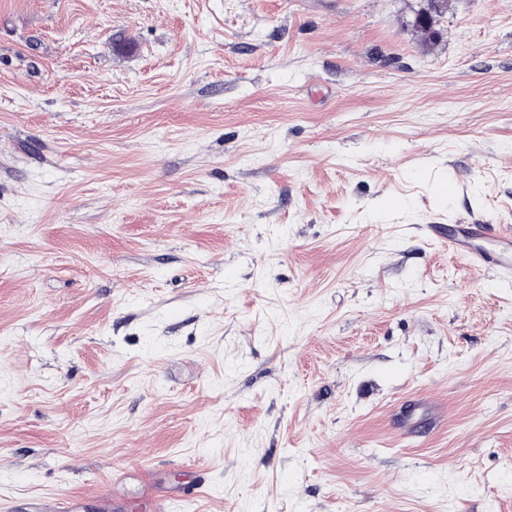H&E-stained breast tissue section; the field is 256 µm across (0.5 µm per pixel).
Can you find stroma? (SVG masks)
I'll list each match as a JSON object with an SVG mask.
<instances>
[{"label":"stroma","instance_id":"obj_1","mask_svg":"<svg viewBox=\"0 0 512 512\" xmlns=\"http://www.w3.org/2000/svg\"><path fill=\"white\" fill-rule=\"evenodd\" d=\"M0 0V505L512 512V0ZM421 403L423 434L399 433ZM492 238L496 248L476 249L473 241ZM453 252L466 257L478 270L505 272L509 270L512 257V234L504 232L494 224H460L457 236L451 244Z\"/></svg>","mask_w":512,"mask_h":512}]
</instances>
